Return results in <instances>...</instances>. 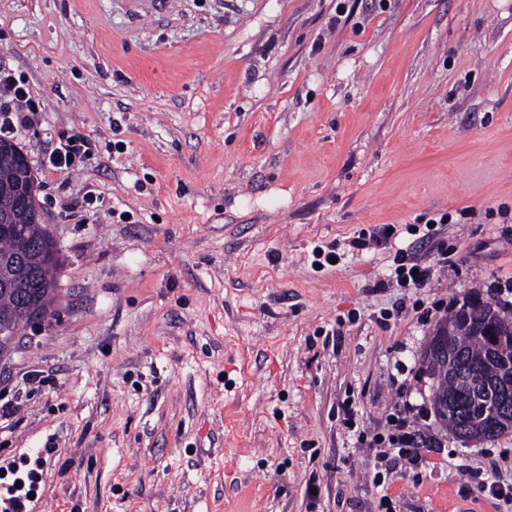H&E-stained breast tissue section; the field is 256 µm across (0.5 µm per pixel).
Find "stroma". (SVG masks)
Masks as SVG:
<instances>
[{"instance_id":"obj_1","label":"stroma","mask_w":512,"mask_h":512,"mask_svg":"<svg viewBox=\"0 0 512 512\" xmlns=\"http://www.w3.org/2000/svg\"><path fill=\"white\" fill-rule=\"evenodd\" d=\"M0 68L63 263L0 358L35 512H380L408 407L395 512H504L512 431L439 430L422 359L464 295L512 315V0H0ZM76 132L91 165L46 167ZM39 112V103L29 96L24 84L0 71V133L10 132L16 125L33 124ZM396 273L398 277L397 282L400 285L409 286L412 284L415 287H419L430 278L431 269L420 263L399 264L396 268ZM412 423L413 418L410 417V411L408 410L401 419L399 433L393 439H390L389 443L395 446V449H398L399 456L416 459L418 448L416 447L414 433L409 430Z\"/></svg>"}]
</instances>
